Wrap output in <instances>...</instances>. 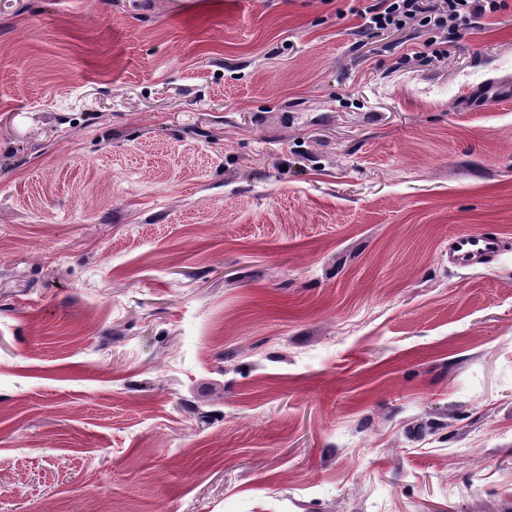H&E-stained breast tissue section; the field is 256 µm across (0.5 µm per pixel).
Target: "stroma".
Masks as SVG:
<instances>
[{"label": "stroma", "instance_id": "stroma-1", "mask_svg": "<svg viewBox=\"0 0 512 512\" xmlns=\"http://www.w3.org/2000/svg\"><path fill=\"white\" fill-rule=\"evenodd\" d=\"M365 5L0 0V512H512V0ZM359 15L367 19L363 30L368 34L404 30L412 24L437 36L431 52L434 59L448 56L442 48L451 42L461 27L474 28L486 13L507 7L506 0H369ZM439 38V42H438ZM501 240L492 233L464 232L455 235L448 247V263L465 268L487 265L498 256Z\"/></svg>", "mask_w": 512, "mask_h": 512}]
</instances>
